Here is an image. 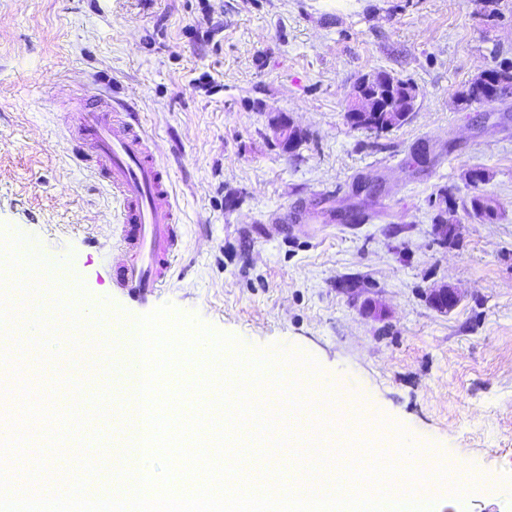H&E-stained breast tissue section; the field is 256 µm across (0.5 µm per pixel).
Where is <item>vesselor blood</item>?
Wrapping results in <instances>:
<instances>
[{
  "mask_svg": "<svg viewBox=\"0 0 512 512\" xmlns=\"http://www.w3.org/2000/svg\"><path fill=\"white\" fill-rule=\"evenodd\" d=\"M73 101L67 121L73 158L111 187L118 205L112 285L150 299L171 279L181 241L170 171L154 156L138 113L83 89Z\"/></svg>",
  "mask_w": 512,
  "mask_h": 512,
  "instance_id": "obj_1",
  "label": "vessel or blood"
}]
</instances>
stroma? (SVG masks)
<instances>
[{"instance_id":"35a3bbf8","label":"stroma","mask_w":512,"mask_h":512,"mask_svg":"<svg viewBox=\"0 0 512 512\" xmlns=\"http://www.w3.org/2000/svg\"><path fill=\"white\" fill-rule=\"evenodd\" d=\"M512 67V0H0V226L64 264L87 307L113 319L165 304L249 352L299 350L363 409L414 444L460 457L473 493L459 512H512V98L464 105L482 70ZM412 82L408 121L375 134L345 118L363 77ZM131 103L172 176L183 236L171 282L141 306L112 289V192L79 169L64 133L67 91L98 76ZM301 129L293 152L272 136ZM486 179L474 184L471 171ZM459 205L454 240L433 222L440 190ZM475 195L497 217H475ZM299 220L282 226L288 205ZM452 289L447 311L431 302ZM0 352L17 382L80 397L120 396L110 355ZM114 487L110 415L82 431ZM39 485L59 457L35 424ZM490 485L492 494L481 491Z\"/></svg>"}]
</instances>
